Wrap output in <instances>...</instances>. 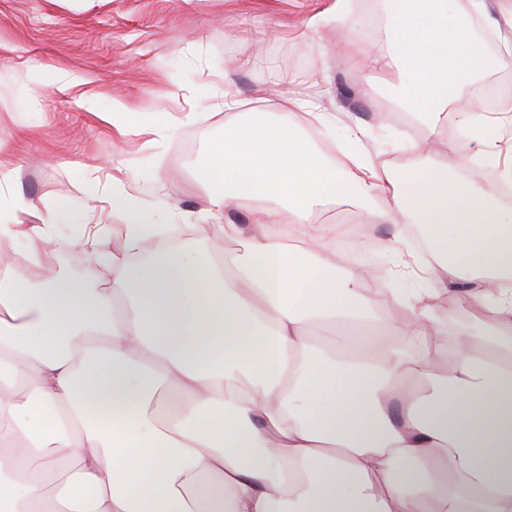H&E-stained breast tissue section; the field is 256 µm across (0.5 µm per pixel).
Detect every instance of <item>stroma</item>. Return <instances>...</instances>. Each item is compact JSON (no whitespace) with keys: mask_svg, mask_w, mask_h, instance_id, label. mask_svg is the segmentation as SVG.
<instances>
[{"mask_svg":"<svg viewBox=\"0 0 512 512\" xmlns=\"http://www.w3.org/2000/svg\"><path fill=\"white\" fill-rule=\"evenodd\" d=\"M385 0H351L340 26L323 29L315 43L294 26L328 0H0V160L18 167L9 194H0V224L36 225L58 202L80 212L96 197L125 191L156 209L161 223L203 208L195 174L210 149L224 140V102L237 101L242 121L263 112L255 87L311 102L331 117L328 126L304 127L306 142L326 156L345 152L406 162L405 143L421 125L407 118L395 92L400 76L349 65L333 46L341 32L369 18L361 40L386 42ZM94 94L87 111L83 94ZM360 140H349L351 127ZM472 146L457 139L456 153ZM495 161L469 163L474 184L495 178V162L512 158V122L498 129ZM23 197L25 209L8 195ZM318 224L341 225L351 244L355 225L381 250L391 229L364 213L330 205ZM64 248L41 281H84L95 267L88 248L75 245L67 225L57 227ZM191 244L214 258L243 253L245 239L196 222Z\"/></svg>","mask_w":512,"mask_h":512,"instance_id":"35a3bbf8","label":"stroma"}]
</instances>
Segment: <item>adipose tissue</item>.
<instances>
[{
	"label": "adipose tissue",
	"mask_w": 512,
	"mask_h": 512,
	"mask_svg": "<svg viewBox=\"0 0 512 512\" xmlns=\"http://www.w3.org/2000/svg\"><path fill=\"white\" fill-rule=\"evenodd\" d=\"M484 9L389 0L386 49L354 30L337 44L404 73L403 109L424 128L404 166L320 156L300 127L326 115L299 99L273 122L225 113L198 217L228 234L226 211L258 199L243 254L173 248L176 228L116 193L126 231L96 255L109 287L40 286L56 225L85 215L61 204L35 231L0 225L30 263L0 261V512H512V205L448 158V128L490 125L467 86L512 64L510 45L485 58L465 22ZM328 204L374 209L392 262L423 225L416 287L337 249L341 227L311 221ZM463 281L478 341L435 315ZM389 335L422 349L364 354Z\"/></svg>",
	"instance_id": "ef3b65f1"
}]
</instances>
